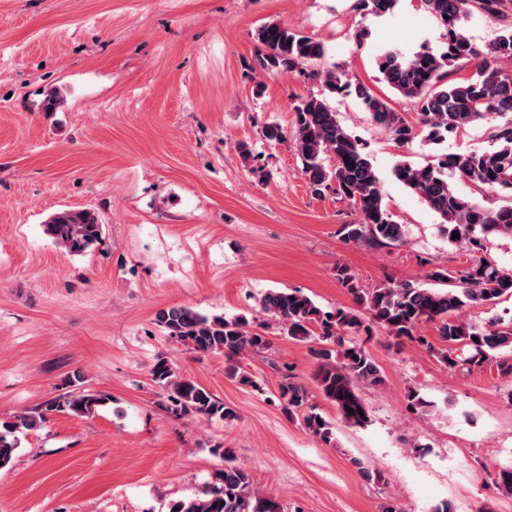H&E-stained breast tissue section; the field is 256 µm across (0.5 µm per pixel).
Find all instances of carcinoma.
<instances>
[{
	"mask_svg": "<svg viewBox=\"0 0 512 512\" xmlns=\"http://www.w3.org/2000/svg\"><path fill=\"white\" fill-rule=\"evenodd\" d=\"M396 2L354 0V8L365 15L380 16L393 12ZM421 5L444 28V46L436 52L424 48L412 55L398 48L386 49L377 60L382 80L399 95L415 101L419 124L427 130L428 140L442 141L472 124L492 120L493 145L480 152H448L423 166L400 161L392 175L439 215L446 236L459 233L458 242L473 253L470 264L462 269L436 268L429 278L440 284L438 288L388 283L370 290L361 288L356 275L339 266L336 279L355 306L333 311L323 310L299 290H269L259 301L262 313L283 327L290 338L322 343L311 349L316 359L314 380L324 399L336 406L342 421L351 426H362L369 418L358 385L379 386L384 382L369 352L352 337L367 323L389 337L411 339L418 323L435 321L442 343L436 355L443 363L454 368L493 361L501 374H512V319L492 316L474 323L463 317L467 308H490L499 298L512 295V272L476 256L488 236L512 237V205L484 206L457 194L448 181V176L455 174L487 193L512 196V0H421ZM475 15L500 22L497 36L483 45L466 30V23ZM255 40L254 64L260 72L299 73L323 87L321 93H310L294 104L291 132L270 123L264 137L271 142L291 137L311 193L322 196L329 192L353 206L357 220L341 228L346 242L402 245L405 225L392 219L379 175L359 142L338 121L329 96L355 94L372 120L400 144L413 140L414 127L368 87L352 81L344 65L327 63L322 42L274 22L261 25ZM467 67L472 69L469 76L448 80ZM103 231L99 214L91 209H61L43 225L47 238L69 254L93 249ZM156 323L166 335L196 352L224 355L229 362L228 375L242 384L253 380L239 371L240 357L269 346L264 334L242 318L204 315L187 306L160 310ZM151 374L166 393L171 412L206 419L235 418L224 401L196 381L180 376L167 361H158ZM279 395L289 412L301 416L309 433L330 441L332 424L308 403L305 388L285 382L279 386ZM107 401L108 397L100 393H62L48 400L36 415L23 414L0 423L3 467L11 464L20 447L17 432L40 427L45 413L83 417ZM218 479L219 486L176 502L170 512H285L281 500L257 490L250 474L241 467L225 466Z\"/></svg>",
	"mask_w": 512,
	"mask_h": 512,
	"instance_id": "1",
	"label": "carcinoma"
}]
</instances>
